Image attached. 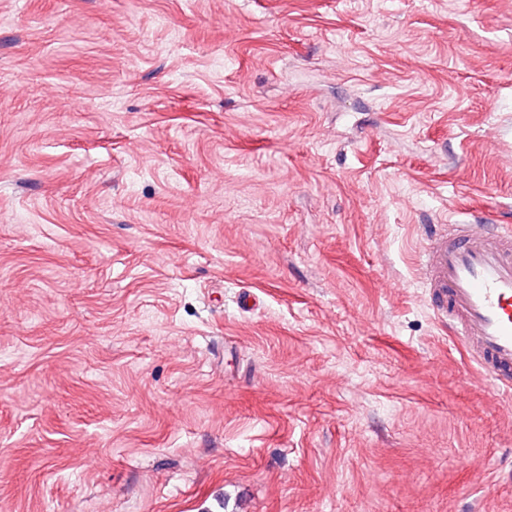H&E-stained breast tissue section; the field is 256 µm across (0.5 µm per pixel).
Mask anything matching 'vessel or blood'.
I'll list each match as a JSON object with an SVG mask.
<instances>
[{"label": "vessel or blood", "mask_w": 512, "mask_h": 512, "mask_svg": "<svg viewBox=\"0 0 512 512\" xmlns=\"http://www.w3.org/2000/svg\"><path fill=\"white\" fill-rule=\"evenodd\" d=\"M421 284L470 361L512 390V228L437 224L419 254Z\"/></svg>", "instance_id": "1"}]
</instances>
